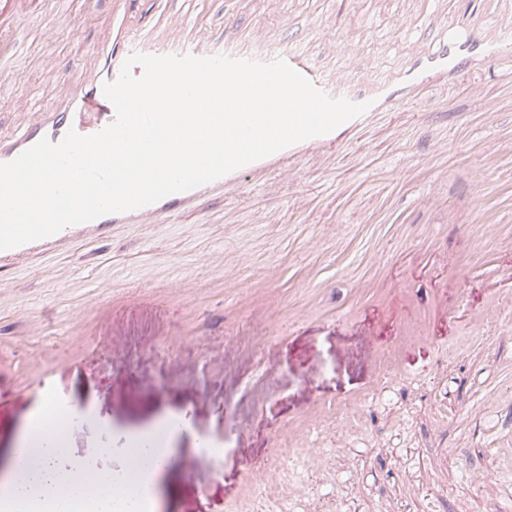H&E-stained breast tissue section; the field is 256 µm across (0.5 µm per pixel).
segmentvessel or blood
I'll return each instance as SVG.
<instances>
[{"instance_id":"1","label":"vessel or blood","mask_w":512,"mask_h":512,"mask_svg":"<svg viewBox=\"0 0 512 512\" xmlns=\"http://www.w3.org/2000/svg\"><path fill=\"white\" fill-rule=\"evenodd\" d=\"M145 13L133 10L131 0H112V32L87 51L86 70L80 78L67 73L61 58L41 60L45 78L53 82L55 93L50 102L21 113L11 128L0 129V163L15 159L41 139L60 142L68 130L82 135L99 132L113 122L115 110L102 87L115 81L128 48L147 44L148 54H159L153 37L177 39L188 22L181 13H171L167 0H147ZM465 18H450L440 26L438 39L431 44L410 41L401 62L390 67L386 76L374 78L376 65L352 42L340 41L328 69L319 68L304 50H283L270 42L263 30H255L240 45L229 49L230 57L268 63L286 61L313 85L333 98H346L366 104L367 109L334 131L296 143L265 158L234 170L195 189L169 195L160 201L123 213L107 214L93 221L73 225L59 233L0 251V268L7 261L35 250H44L84 234L101 235L118 224H157L163 218L180 213L186 205L205 209L216 193L244 184L253 174L276 168L287 180L297 179L300 170L295 161L301 157L346 150L376 120L402 111L408 104L427 103V89L436 81L458 82L482 68L512 60V40L491 33L485 21L512 28V0H462ZM417 0H400L387 24L389 32L410 30L417 12ZM60 0H0V82L12 80L8 64L14 54L17 30L27 24L39 40L54 39L56 27L69 20ZM406 164L429 170L432 182L424 200L430 206L442 204L445 180L437 161L406 157ZM512 408V363L497 366L480 398L484 420L481 437L495 451L503 488L512 490V430L503 428L501 416ZM351 403L337 404L334 412L314 409L303 417L308 437L318 438L328 430L326 419L335 415L340 426H347Z\"/></svg>"}]
</instances>
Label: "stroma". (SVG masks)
<instances>
[{
	"label": "stroma",
	"instance_id": "stroma-1",
	"mask_svg": "<svg viewBox=\"0 0 512 512\" xmlns=\"http://www.w3.org/2000/svg\"><path fill=\"white\" fill-rule=\"evenodd\" d=\"M281 22L275 0H202L192 24L216 43L239 41L257 27L277 31L324 58L334 40L351 38L365 56L388 65L379 31L390 0H372L354 18L349 0H331L317 20L311 0H290ZM109 0H90L63 28L52 53L80 73L88 48L107 34ZM13 80L0 92V125L13 124L53 87L37 63L42 50L18 31ZM492 112L458 132L481 110L467 82L436 85L433 109L408 107L368 129L348 153L314 157L294 181L269 173L204 211L137 224L89 238L60 253L31 256L0 272V476L49 389L81 417L67 436L70 464L120 467L124 436L162 414L184 413L188 427L157 478L147 512H252L250 473L287 464L282 435L316 404L359 393V428L329 436L328 471L290 468L299 485L292 512H512L476 437L475 406L487 371L512 361V247L465 233L480 223L471 200L483 187L476 168L494 164L491 203L512 194V150L495 131L512 125V98L493 76L483 81ZM413 132L401 142L398 129ZM445 152L444 204L423 202L424 170L403 154ZM176 269L184 296L165 285ZM116 291L99 298L102 278ZM232 278L234 290L221 288ZM379 284L357 297L358 278ZM457 310L449 318L448 310ZM490 311L484 339L461 314ZM419 317L425 339L403 351L401 377L376 382L375 362ZM99 401L107 416L91 413ZM223 453L195 465L197 440ZM448 456L435 454L437 444ZM482 472L472 480L470 469Z\"/></svg>",
	"mask_w": 512,
	"mask_h": 512
}]
</instances>
